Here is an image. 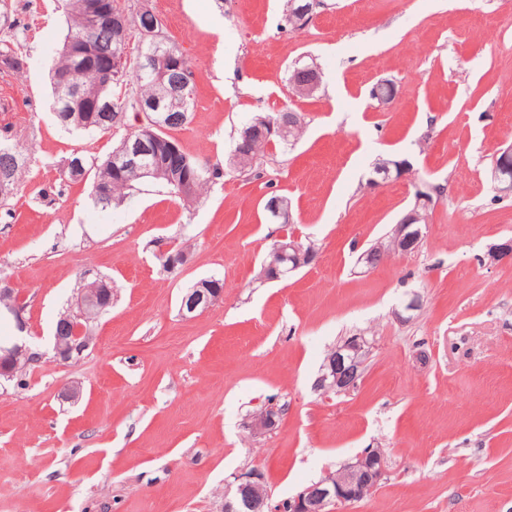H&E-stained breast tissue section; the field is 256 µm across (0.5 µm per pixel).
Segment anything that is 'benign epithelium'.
Segmentation results:
<instances>
[{"label": "benign epithelium", "instance_id": "7a95c632", "mask_svg": "<svg viewBox=\"0 0 512 512\" xmlns=\"http://www.w3.org/2000/svg\"><path fill=\"white\" fill-rule=\"evenodd\" d=\"M292 81L298 84L304 93L314 92L320 83V74L314 67L297 70ZM373 96L384 104L393 102L397 88L393 81L382 80L372 88ZM297 116L263 123L245 130L238 143L233 160L243 157L246 146L256 136L266 140L272 137L287 138L288 127L295 124ZM148 151L137 142L125 149L115 158V166H138L145 173H153L154 165L147 162ZM384 171L383 179H399L405 176L411 165L408 160L388 159L379 164ZM503 171H512V146L499 152L492 166V179L499 194H512V180L501 176ZM434 204V195L429 191L417 190L412 208L392 229L389 241L395 254H408L418 249L424 239L427 228V212ZM268 218L279 224L292 223L289 207L279 197H272L266 204ZM317 256L313 246L302 242L296 233L284 235L278 240L259 274L262 281L279 280L291 276L303 267L311 265ZM492 262H502L512 258V239L492 246L488 251ZM224 289L213 284L205 288H191L183 298L181 312L185 316L202 313L223 301ZM420 307L419 295H412L401 309L394 312L399 322H407L412 313ZM53 357L56 363H66L75 356H80L87 349L88 343L83 336V326L74 329L71 336L52 338ZM371 349V343L363 336L351 337L336 346L328 355L319 370L315 389L326 400L346 395L358 387L361 372ZM42 359V354L35 351L21 338L7 345H0V377L13 379L12 366L21 360L33 363ZM278 414L276 408L267 407L255 415L253 429L258 433L276 427ZM388 467L387 458L379 449L371 448L343 464L337 476L326 478L305 486L295 496L288 499L290 512H334L335 507L360 501L371 495L379 486ZM224 512H272L270 496L257 472L243 473L235 478L233 491L224 495Z\"/></svg>", "mask_w": 512, "mask_h": 512}]
</instances>
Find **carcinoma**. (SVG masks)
<instances>
[{
  "label": "carcinoma",
  "mask_w": 512,
  "mask_h": 512,
  "mask_svg": "<svg viewBox=\"0 0 512 512\" xmlns=\"http://www.w3.org/2000/svg\"><path fill=\"white\" fill-rule=\"evenodd\" d=\"M306 3L307 0H286L288 27L302 28L299 9ZM96 7L109 15L125 10L121 0H58L67 33L49 68L55 117L64 126L102 136L124 126L130 109L143 120L125 133L111 157L101 163L94 159L88 163L81 157H74L65 176L70 180L93 176L90 197L95 206L106 210L120 203L130 190L145 180L161 183L189 206L226 172L252 173L268 147L265 140L254 141L249 156L238 164L228 161L225 169L182 148L177 156L170 154L169 144L175 142L170 132L190 122L193 108L194 88L188 59L179 45L165 35L164 20L154 11L141 7L127 16L130 28L139 36L152 31L155 37L140 42L137 52L125 58L122 64H114L124 55L121 31L110 19H94ZM15 27L11 4L0 0V32L9 33ZM173 58L179 61L180 67L168 68L164 82H159L160 70ZM26 67L24 57L9 44L0 47V70L20 75ZM155 123L160 128H153ZM138 137L150 143L155 163L162 170L160 177L147 175L135 166L116 167L112 163V157L122 151L126 140ZM31 160L32 147L24 144L10 124H5L0 130V178L7 181L10 192L0 196V205L14 197ZM77 322L76 311L63 312L56 322L55 332L68 336Z\"/></svg>",
  "instance_id": "cac0c4a2"
}]
</instances>
